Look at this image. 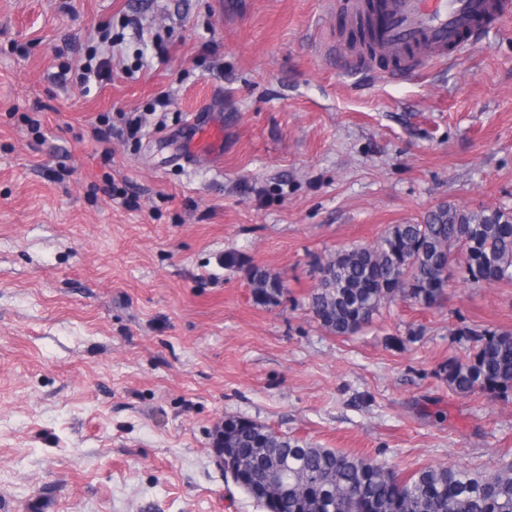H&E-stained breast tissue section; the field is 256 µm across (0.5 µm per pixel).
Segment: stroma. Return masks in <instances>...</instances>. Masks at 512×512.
Here are the masks:
<instances>
[{"instance_id":"stroma-1","label":"stroma","mask_w":512,"mask_h":512,"mask_svg":"<svg viewBox=\"0 0 512 512\" xmlns=\"http://www.w3.org/2000/svg\"><path fill=\"white\" fill-rule=\"evenodd\" d=\"M346 2L0 0V512H263L213 462L228 414L404 472L512 461V399L438 375L459 327L512 331V284L454 278L349 337L306 308L337 249L512 210V14L385 77L337 49ZM107 26L112 79L83 92L62 73ZM110 112L144 126L106 167ZM199 113L224 135L189 167ZM249 278L254 301L259 305H275L286 293L287 288H285L281 276L265 267L250 266ZM276 284L282 288H275Z\"/></svg>"}]
</instances>
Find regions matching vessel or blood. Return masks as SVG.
Instances as JSON below:
<instances>
[{"mask_svg":"<svg viewBox=\"0 0 512 512\" xmlns=\"http://www.w3.org/2000/svg\"><path fill=\"white\" fill-rule=\"evenodd\" d=\"M506 9L505 0H378L370 14L364 0H351L346 22L353 29L367 17L375 31L372 45L354 46L357 67L385 60L399 71L455 51L464 34L484 33Z\"/></svg>","mask_w":512,"mask_h":512,"instance_id":"1","label":"vessel or blood"}]
</instances>
